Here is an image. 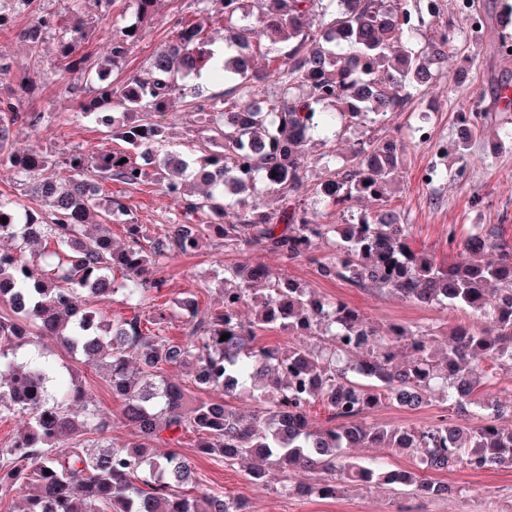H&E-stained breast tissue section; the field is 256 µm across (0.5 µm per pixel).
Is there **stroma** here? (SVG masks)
<instances>
[{"label": "stroma", "mask_w": 512, "mask_h": 512, "mask_svg": "<svg viewBox=\"0 0 512 512\" xmlns=\"http://www.w3.org/2000/svg\"><path fill=\"white\" fill-rule=\"evenodd\" d=\"M194 3L160 0L155 19L132 48L123 70L112 72V80L145 70L153 53L172 37L175 20L195 18ZM439 3L444 20L456 34L447 79L418 97L414 107L354 130L353 135H393L403 141V165L388 194V206L399 212L402 223L412 225L414 249L430 251L448 262L456 256L448 246V233L457 225L494 228L500 238L512 243V138L502 134L503 128H512V111L500 105L502 89L512 87V52L503 51L504 45H512V25L504 28L499 23L503 0H470L471 12L467 15L461 13L458 0ZM133 19L132 0H112L103 12L91 9L88 21L95 34L87 51L96 58L103 56L112 34ZM55 46V38H46L34 54L12 34H0V54L10 58L14 78L36 72L42 79L40 94L23 100L22 107L44 113L46 119L37 130L17 131V148L56 156L115 148V141L92 119L74 117L77 99L86 96L91 85L77 76L63 82L56 80ZM470 111L475 114L473 132L466 148L460 150L456 147L460 117ZM168 120L166 136L170 145L185 152L196 150V109L190 100L178 99ZM433 168L447 172V179L427 182L425 175ZM116 193L125 195L130 218L146 225L151 236L164 233L179 215L156 183L131 187L112 181L100 187L101 197ZM246 262H263L273 268L279 265L272 254L228 247L223 240L212 239L195 253L165 261L162 275L166 286L160 299L171 303L192 294L200 307H217L218 273ZM287 275L316 295L349 302L382 330L394 323L442 327L464 319L457 312L446 313L369 288L323 279L315 264L306 260L289 266ZM55 360L61 368V381L78 375L93 404L117 411L119 404L103 372L62 350L57 351ZM441 409L438 401L413 411L388 404L371 411L366 420L388 429L417 428L432 423ZM196 441L194 435L184 436L177 451L193 461L198 490L243 499L250 512H512V466L482 471L461 466L444 473L443 479L454 493L443 498L418 495L411 487L364 484L346 486L336 497L324 499L304 497L295 491L298 483L314 482L315 473H288L274 467L268 488L258 489L248 481L244 465L230 466L200 454Z\"/></svg>", "instance_id": "stroma-1"}]
</instances>
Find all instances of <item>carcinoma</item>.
<instances>
[{
    "label": "carcinoma",
    "mask_w": 512,
    "mask_h": 512,
    "mask_svg": "<svg viewBox=\"0 0 512 512\" xmlns=\"http://www.w3.org/2000/svg\"><path fill=\"white\" fill-rule=\"evenodd\" d=\"M35 2L0 0V32L36 52L64 30L56 44L59 71L97 83L77 101V115L95 117L125 147L63 157L16 149L15 129L37 128L42 114L0 100V166L23 177L29 195L47 207L39 212L0 197V239L20 241L0 250V304L12 311L0 316V418L24 421L10 447L0 448L1 498L18 499V512H246V502L221 493L186 496L183 486L196 481L191 461L150 448L189 433L205 455L248 462V480L258 489L269 464L320 469L324 476L298 491L326 498L347 480L440 496L448 487L434 479L438 473L512 464V425L497 423L512 414V402L489 395L493 375L484 367L512 368V245L473 224L449 232L463 258L444 263L412 249V225L392 209L364 213L359 224L314 221L313 202L340 214L358 199L384 201L401 161L393 139L352 142V166L338 172L326 161L316 183L301 164L314 137L327 143L401 112L446 74L454 44L448 25H436L435 38L415 50L408 44L425 19L411 0H196L207 21H175L173 38L149 68L116 84L111 72L142 39L158 0H133L136 22L112 36L102 63L84 51L92 35L87 0H69L66 28ZM19 6L32 21L16 30ZM208 22L223 23L222 57L211 48ZM258 55L268 60L262 69L251 63ZM204 73L221 80L224 93L206 90L198 82ZM270 82L279 88L272 100L265 97ZM178 90L198 102L202 146L195 155L166 144L164 121ZM151 179L180 210V222L150 240L146 226L132 221L123 225L126 242L115 245L108 224L127 206L120 196L100 203L99 184ZM269 193L279 196L278 208L261 202ZM214 236L228 247L273 254L281 268L258 262L224 270L215 309L189 297L188 312L154 303L141 314L166 285L161 247L169 257L189 254ZM48 240L54 249L26 254ZM322 245L332 251L318 257ZM300 260L316 264L326 279L424 306L468 309L480 324L453 326L445 350L428 324L392 325L381 335L350 303L318 297L287 277L285 268ZM83 294L103 303L119 296L131 315L108 320L96 308L81 309ZM250 303L255 315L245 321L241 311ZM175 318L179 341L164 336ZM272 330L288 334V345H260L259 333ZM225 333L230 337L218 340ZM39 337L104 365L121 402L118 421L131 429L128 442L83 438L105 432L111 417L89 406L82 383L57 386L49 357L17 360L16 351ZM177 366L191 368L209 398L188 402L164 374ZM241 394L260 409L246 416L224 404ZM433 399L448 402L451 413L425 427L387 430L365 422L383 404L418 410ZM315 403L328 410L322 426L310 420ZM474 410L485 423L461 426L458 417ZM358 445L406 453L414 469L344 455Z\"/></svg>",
    "instance_id": "1"
}]
</instances>
